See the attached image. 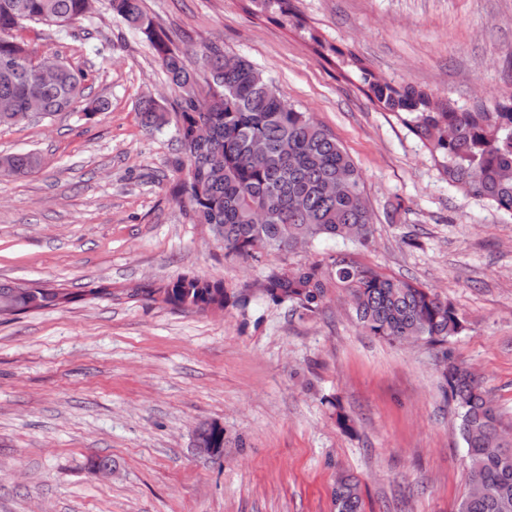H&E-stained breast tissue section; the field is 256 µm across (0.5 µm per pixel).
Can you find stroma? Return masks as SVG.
Segmentation results:
<instances>
[{
	"label": "stroma",
	"mask_w": 512,
	"mask_h": 512,
	"mask_svg": "<svg viewBox=\"0 0 512 512\" xmlns=\"http://www.w3.org/2000/svg\"><path fill=\"white\" fill-rule=\"evenodd\" d=\"M292 2L295 26L243 0L145 6L176 48L247 57L336 135L374 224L357 260L434 289L462 331L440 349L392 344L363 332L333 288L304 316L260 297L244 313H206L133 295L181 275L232 294L339 245L225 256L168 191L173 129L141 122L142 98L171 111L179 99L145 37L108 0H93L69 35L26 24L17 37L89 73L86 96L108 107L0 126V155L43 158L0 177V282L77 295L0 320V512H336L345 471L365 512H456L466 447L444 393L449 359L477 374L512 433V214L449 186L440 156L363 79L368 70L458 109L493 103L512 89V0ZM211 422L224 426L220 457L192 446ZM102 458L112 472L94 476Z\"/></svg>",
	"instance_id": "obj_1"
}]
</instances>
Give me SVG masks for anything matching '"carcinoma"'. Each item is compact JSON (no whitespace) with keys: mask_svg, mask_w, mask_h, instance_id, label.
I'll return each mask as SVG.
<instances>
[{"mask_svg":"<svg viewBox=\"0 0 512 512\" xmlns=\"http://www.w3.org/2000/svg\"><path fill=\"white\" fill-rule=\"evenodd\" d=\"M250 13L288 23L292 0H249ZM112 15L149 41L167 80L179 92L178 111L170 120L154 98L140 103L144 125L160 130L175 125L172 167L177 180L173 197L185 204L189 221L210 227L224 255L256 260L265 252H292L327 238L366 248L373 237L372 216L363 195L359 167L336 137L313 116L288 103L275 81L249 59L228 56L217 46L200 57L208 91L199 97L197 71L174 47L170 34L157 26L143 0H108ZM89 13V0H0V126L30 118L35 100L45 117L85 103L90 117L106 109L100 99L85 98L88 74L55 57L40 64L58 69L43 82L19 56L22 40L13 31L26 22L69 32ZM371 93L382 107L406 113L405 123L430 152L440 154L448 184L468 196L512 211V92L493 109L457 110L423 89H399L365 73ZM206 136L196 135L199 127ZM35 152L0 156V176L37 170ZM345 292L356 320L366 332L392 343L406 339L441 344L462 330L447 300L408 280L387 276L341 250L330 262L319 261L264 275L258 294L279 305L312 312L324 304L327 288ZM140 295L201 311L211 304L246 311L250 289L230 296L218 280L179 276L158 287L136 289ZM54 288L19 294L0 284V305L27 313L55 305ZM445 393L455 402L459 431L467 448V484L457 512H512V446L503 442L501 415L479 380L465 367L450 363ZM197 438L224 447V431L206 423ZM336 512H363L359 482L342 477L333 489Z\"/></svg>","mask_w":512,"mask_h":512,"instance_id":"carcinoma-1","label":"carcinoma"}]
</instances>
